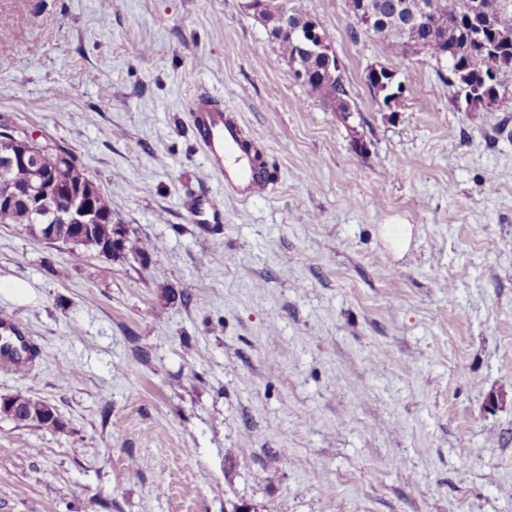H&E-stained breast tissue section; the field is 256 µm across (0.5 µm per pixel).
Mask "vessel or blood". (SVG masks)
Listing matches in <instances>:
<instances>
[{"instance_id":"obj_1","label":"vessel or blood","mask_w":512,"mask_h":512,"mask_svg":"<svg viewBox=\"0 0 512 512\" xmlns=\"http://www.w3.org/2000/svg\"><path fill=\"white\" fill-rule=\"evenodd\" d=\"M192 122L204 158L224 183L225 193L246 202L263 195L272 180V169L264 159L265 143L250 137L234 112L207 95L198 96L192 104ZM192 221L199 225L221 224L224 204L210 193L196 196ZM8 346L0 349V368L18 370L30 363L34 347L24 327L12 319L0 321Z\"/></svg>"}]
</instances>
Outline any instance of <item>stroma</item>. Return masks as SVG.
I'll list each match as a JSON object with an SVG mask.
<instances>
[{"label": "stroma", "mask_w": 512, "mask_h": 512, "mask_svg": "<svg viewBox=\"0 0 512 512\" xmlns=\"http://www.w3.org/2000/svg\"><path fill=\"white\" fill-rule=\"evenodd\" d=\"M304 4L349 118L244 0H0V123L66 152L150 250L75 261L0 224V319L44 352L0 396L65 424L0 417V512H512V70L460 111L434 59L355 32L345 0ZM202 92L276 172L205 231L186 206L224 187ZM386 224L411 225L403 256ZM12 399L13 408H1L0 415L10 419L18 424L23 425H36L39 428L48 430H62L64 429V422L60 419L59 415L51 417H45L44 411L46 408V402L38 399H33L25 394L17 392L13 395Z\"/></svg>", "instance_id": "obj_1"}]
</instances>
